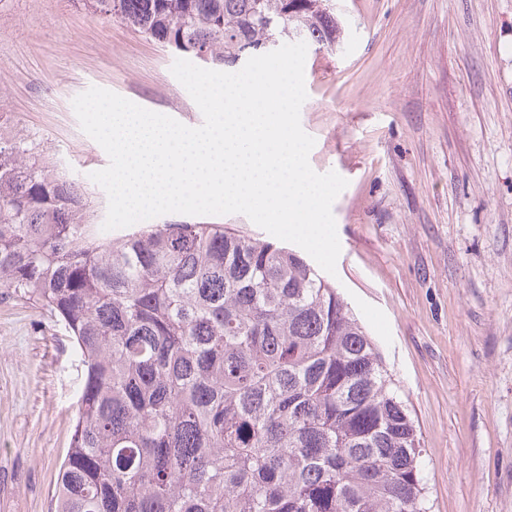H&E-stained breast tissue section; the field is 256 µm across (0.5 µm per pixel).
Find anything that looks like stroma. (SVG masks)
Listing matches in <instances>:
<instances>
[{
    "label": "stroma",
    "mask_w": 512,
    "mask_h": 512,
    "mask_svg": "<svg viewBox=\"0 0 512 512\" xmlns=\"http://www.w3.org/2000/svg\"><path fill=\"white\" fill-rule=\"evenodd\" d=\"M347 36L308 50L303 130L333 204V282L415 421L430 512H512V0H341ZM176 53L74 0H0V116L91 199L105 150L92 86L197 127ZM65 329L0 288V512H50L76 419Z\"/></svg>",
    "instance_id": "1"
}]
</instances>
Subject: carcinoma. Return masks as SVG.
I'll return each mask as SVG.
<instances>
[{
	"label": "carcinoma",
	"instance_id": "1",
	"mask_svg": "<svg viewBox=\"0 0 512 512\" xmlns=\"http://www.w3.org/2000/svg\"><path fill=\"white\" fill-rule=\"evenodd\" d=\"M216 66L343 39L332 0H76ZM0 288L79 355L52 512H429L420 437L335 285L222 224L91 223L81 186L0 121Z\"/></svg>",
	"mask_w": 512,
	"mask_h": 512
}]
</instances>
